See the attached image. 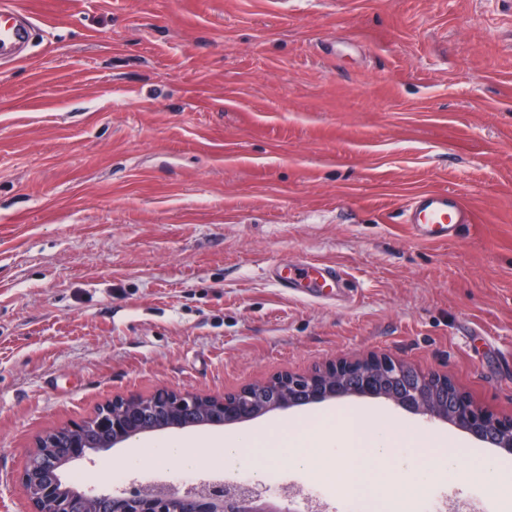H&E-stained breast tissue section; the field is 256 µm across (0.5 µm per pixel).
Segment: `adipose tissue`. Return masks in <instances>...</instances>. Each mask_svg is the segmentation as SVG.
I'll return each mask as SVG.
<instances>
[{"instance_id": "adipose-tissue-1", "label": "adipose tissue", "mask_w": 512, "mask_h": 512, "mask_svg": "<svg viewBox=\"0 0 512 512\" xmlns=\"http://www.w3.org/2000/svg\"><path fill=\"white\" fill-rule=\"evenodd\" d=\"M340 418L341 428L320 429L308 447L289 449V466L304 469L313 456H324L328 477L344 494L366 502L382 491L394 512H414L417 493L431 484L435 467L393 465L408 439L395 427L379 423L374 415L351 408L342 410Z\"/></svg>"}]
</instances>
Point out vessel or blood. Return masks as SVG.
<instances>
[{
    "label": "vessel or blood",
    "instance_id": "obj_1",
    "mask_svg": "<svg viewBox=\"0 0 512 512\" xmlns=\"http://www.w3.org/2000/svg\"><path fill=\"white\" fill-rule=\"evenodd\" d=\"M34 18L26 15L15 0H0V63L23 62V52L32 37ZM404 223L417 238L429 242L453 239L462 225L473 223L475 215L461 199L446 189L422 190L412 195L404 210ZM341 278L338 267L324 263H307L289 269L281 277L282 287L291 288L299 281H310L324 288Z\"/></svg>",
    "mask_w": 512,
    "mask_h": 512
}]
</instances>
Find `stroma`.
Segmentation results:
<instances>
[{"label":"stroma","instance_id":"35a3bbf8","mask_svg":"<svg viewBox=\"0 0 512 512\" xmlns=\"http://www.w3.org/2000/svg\"><path fill=\"white\" fill-rule=\"evenodd\" d=\"M17 2L39 29L0 68V512H26L38 436L163 387L214 395L385 356L512 420V0ZM436 188L475 214L444 244L401 218ZM300 260L335 263L340 287H278L274 267ZM347 408L443 441L425 463L466 449L419 512H495L479 460L512 472V454L384 399L134 445L289 439ZM127 453L65 472L107 493ZM266 467L296 512L313 486L346 512L323 457Z\"/></svg>","mask_w":512,"mask_h":512}]
</instances>
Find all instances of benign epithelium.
Returning <instances> with one entry per match:
<instances>
[{
  "mask_svg": "<svg viewBox=\"0 0 512 512\" xmlns=\"http://www.w3.org/2000/svg\"><path fill=\"white\" fill-rule=\"evenodd\" d=\"M433 375L409 364L381 357L341 360L308 376L278 375L259 386L272 389L267 404H256L253 386L233 393L200 395L159 388L149 396L115 398L104 405L96 424L112 427V438L90 449L76 424L58 431L74 435L45 444L36 441L19 481L26 490L28 512H99L96 496L65 484L61 472L90 452L125 445L145 434L200 426L222 427L285 410L345 397L383 398L431 420L449 423L475 439L512 453V421L485 415L463 393L447 399L431 396ZM274 496L224 477L202 479L179 490L163 482L139 483L109 495L112 512H296L272 503Z\"/></svg>",
  "mask_w": 512,
  "mask_h": 512,
  "instance_id": "1",
  "label": "benign epithelium"
}]
</instances>
